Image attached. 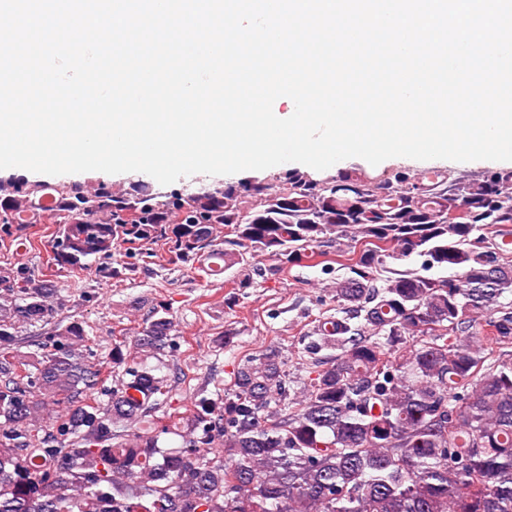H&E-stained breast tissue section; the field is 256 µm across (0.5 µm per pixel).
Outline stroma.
<instances>
[{"mask_svg": "<svg viewBox=\"0 0 512 512\" xmlns=\"http://www.w3.org/2000/svg\"><path fill=\"white\" fill-rule=\"evenodd\" d=\"M437 167L445 170L449 181L471 182L492 171H512V161L479 160L455 162L437 159L419 161L390 158L373 166L363 160L348 162L345 168L323 171L308 169L310 178L328 181L352 170L370 178L409 177ZM282 166L262 171H243L233 176L205 174L180 178L169 185L159 184L140 172L107 174L88 171L72 174L75 182L111 185L113 192L137 194L149 192L168 195L188 194L202 188H214L227 181L269 182L281 174ZM57 227L53 224H26L0 231V272L29 273L36 279L52 280L64 304L57 318L63 322L79 320L92 339L90 362L100 365L104 376H111L106 363L112 344L133 341L154 313L168 312L175 324L176 345L162 358L159 373L170 386L171 407L184 409L201 390L228 387L237 364L248 356L269 349L279 350L288 371H295L305 358L304 343L314 332L322 316L334 313L327 289L342 274L337 262L340 242L351 239L343 232L340 240L322 244L323 258L265 279H256L248 288L235 289L240 278L237 269L218 276H207L187 266L160 261L163 243H140L135 253L124 244H116L107 267L135 265L133 274L102 278L94 274L74 276L50 266L51 242ZM238 292L239 304L227 307L229 292Z\"/></svg>", "mask_w": 512, "mask_h": 512, "instance_id": "1", "label": "stroma"}]
</instances>
